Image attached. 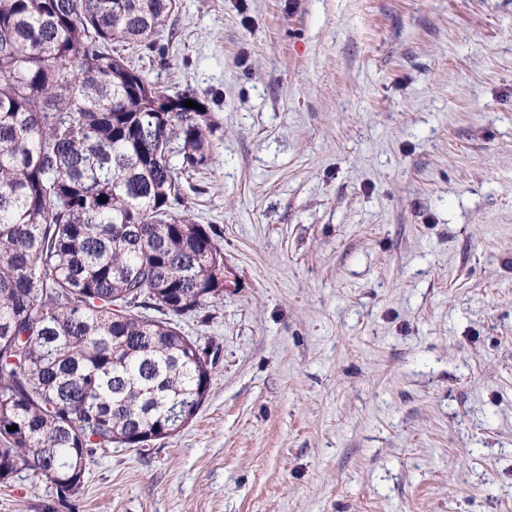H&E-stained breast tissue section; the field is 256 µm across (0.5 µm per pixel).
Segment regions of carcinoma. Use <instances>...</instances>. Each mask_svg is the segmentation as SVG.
<instances>
[{
	"label": "carcinoma",
	"mask_w": 512,
	"mask_h": 512,
	"mask_svg": "<svg viewBox=\"0 0 512 512\" xmlns=\"http://www.w3.org/2000/svg\"><path fill=\"white\" fill-rule=\"evenodd\" d=\"M176 11L0 0V486L28 469L63 505L97 450L179 432L210 390L214 358L174 318L224 297L182 183L215 128L125 55L162 53Z\"/></svg>",
	"instance_id": "cac0c4a2"
}]
</instances>
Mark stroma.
Instances as JSON below:
<instances>
[{
    "mask_svg": "<svg viewBox=\"0 0 512 512\" xmlns=\"http://www.w3.org/2000/svg\"><path fill=\"white\" fill-rule=\"evenodd\" d=\"M161 44L217 126L224 298L177 320L215 368L70 512H512V0H179Z\"/></svg>",
    "mask_w": 512,
    "mask_h": 512,
    "instance_id": "obj_1",
    "label": "stroma"
}]
</instances>
